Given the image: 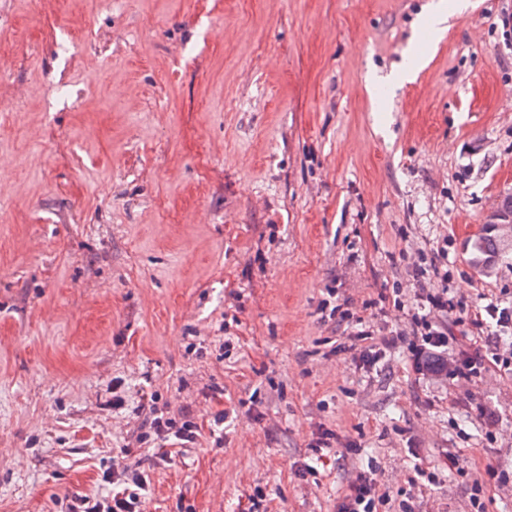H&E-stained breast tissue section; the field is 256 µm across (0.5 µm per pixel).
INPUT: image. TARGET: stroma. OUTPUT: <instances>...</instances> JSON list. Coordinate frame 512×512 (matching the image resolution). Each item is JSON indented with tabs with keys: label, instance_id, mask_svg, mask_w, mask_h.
Instances as JSON below:
<instances>
[{
	"label": "stroma",
	"instance_id": "35a3bbf8",
	"mask_svg": "<svg viewBox=\"0 0 512 512\" xmlns=\"http://www.w3.org/2000/svg\"><path fill=\"white\" fill-rule=\"evenodd\" d=\"M427 2L0 0V512L108 492L153 394L202 435L150 465L148 512H336L363 470L472 512L452 449L512 512V373L453 384L404 348L361 368L321 313L411 331L443 244L459 345L512 308V253L485 271L469 246L512 195V0L438 28Z\"/></svg>",
	"mask_w": 512,
	"mask_h": 512
}]
</instances>
